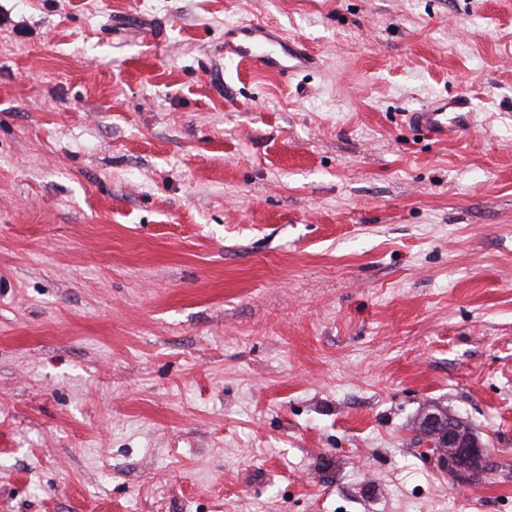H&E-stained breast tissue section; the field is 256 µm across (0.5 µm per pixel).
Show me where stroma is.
Returning <instances> with one entry per match:
<instances>
[{
	"instance_id": "1",
	"label": "stroma",
	"mask_w": 512,
	"mask_h": 512,
	"mask_svg": "<svg viewBox=\"0 0 512 512\" xmlns=\"http://www.w3.org/2000/svg\"><path fill=\"white\" fill-rule=\"evenodd\" d=\"M0 512H512V0H0ZM224 55L247 62L265 74L292 72L307 63L298 44L281 33H272L259 24H245L224 37ZM296 61V64H292ZM449 104L448 100H444L425 105L417 112H410V120L436 137H447L451 128L469 123V112H448L451 108ZM427 445L443 468L468 478L483 471L484 455L475 437L464 435L438 413H428L422 421ZM451 449V453H448Z\"/></svg>"
}]
</instances>
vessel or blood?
<instances>
[{
	"label": "vessel or blood",
	"instance_id": "b4317fda",
	"mask_svg": "<svg viewBox=\"0 0 512 512\" xmlns=\"http://www.w3.org/2000/svg\"><path fill=\"white\" fill-rule=\"evenodd\" d=\"M224 53L247 62L255 71L265 74H283L293 71L295 65L305 64L301 48L281 33H272L263 26L250 23L224 38ZM411 121L434 136H447L451 128L468 124L469 119L449 109L448 101H438L411 113Z\"/></svg>",
	"mask_w": 512,
	"mask_h": 512
}]
</instances>
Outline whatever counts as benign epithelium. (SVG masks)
Segmentation results:
<instances>
[{"instance_id":"benign-epithelium-1","label":"benign epithelium","mask_w":512,"mask_h":512,"mask_svg":"<svg viewBox=\"0 0 512 512\" xmlns=\"http://www.w3.org/2000/svg\"><path fill=\"white\" fill-rule=\"evenodd\" d=\"M422 429L428 447L442 467L465 478L483 471L484 455L474 437L463 434L438 413L428 414Z\"/></svg>"}]
</instances>
